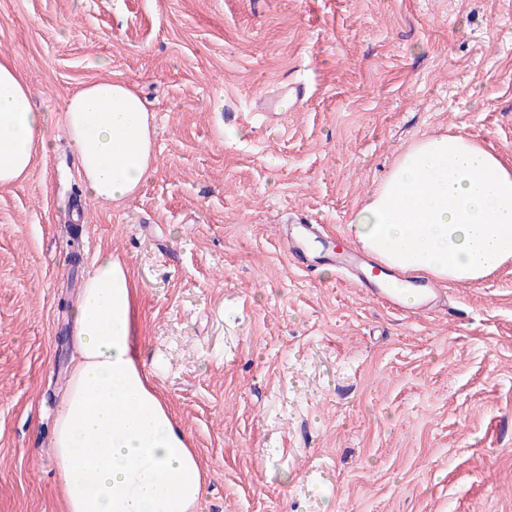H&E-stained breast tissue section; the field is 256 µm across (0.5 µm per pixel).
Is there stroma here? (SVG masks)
<instances>
[{
    "label": "stroma",
    "instance_id": "obj_1",
    "mask_svg": "<svg viewBox=\"0 0 512 512\" xmlns=\"http://www.w3.org/2000/svg\"><path fill=\"white\" fill-rule=\"evenodd\" d=\"M1 52L52 147L0 188V512H63L67 306L99 252L130 270L141 360L209 471L199 512H512V261L408 317L279 239L350 236L423 136L512 160V0H0ZM100 79L156 130L116 203L86 194L63 123ZM319 225L320 224H304L301 221L298 224L281 225L280 235L286 243L291 265L295 269L303 270L302 265L310 261L303 250L302 243L306 238L321 232L318 227Z\"/></svg>",
    "mask_w": 512,
    "mask_h": 512
}]
</instances>
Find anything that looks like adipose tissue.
<instances>
[{"label": "adipose tissue", "instance_id": "adipose-tissue-1", "mask_svg": "<svg viewBox=\"0 0 512 512\" xmlns=\"http://www.w3.org/2000/svg\"><path fill=\"white\" fill-rule=\"evenodd\" d=\"M64 123L89 195L136 194L156 162L153 116L123 81L86 84ZM50 118L8 55H0V186L21 183L48 153ZM386 266L477 284L512 259V167L463 135L427 136L402 152L352 222ZM70 314L78 359L54 426L64 512H188L198 467L185 436L143 374L135 286L98 254Z\"/></svg>", "mask_w": 512, "mask_h": 512}]
</instances>
